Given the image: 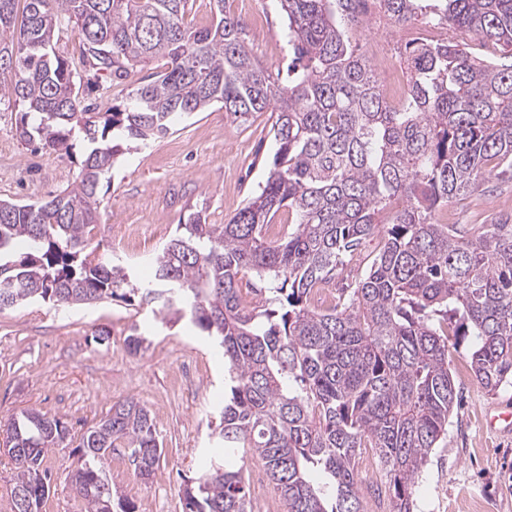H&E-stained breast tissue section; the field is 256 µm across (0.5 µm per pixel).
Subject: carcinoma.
Segmentation results:
<instances>
[{
    "label": "carcinoma",
    "mask_w": 512,
    "mask_h": 512,
    "mask_svg": "<svg viewBox=\"0 0 512 512\" xmlns=\"http://www.w3.org/2000/svg\"><path fill=\"white\" fill-rule=\"evenodd\" d=\"M213 2L212 24L197 29L190 0H0V105L19 114L17 134L55 151L77 130L87 141L78 173L50 200H0V300L79 306L129 284L112 258L86 254L101 177L119 155L114 135L146 143L168 134L175 114L215 103L241 120L271 113L265 183L224 224L198 214L178 225L154 259V284L140 288L161 320L186 317L213 338L229 368L216 446L184 480L182 512H253L248 457L262 462L283 512H365L355 462L366 448L385 477V512H415L416 479L457 400L450 349L472 340L476 380L490 392L512 384V222L435 219L491 166L512 172V0H377L398 30L444 24L502 47L486 60L465 43L405 42L408 86L396 103L352 44L367 0H279L294 55L285 80L253 58L224 0ZM65 24L97 71L120 79L159 58L164 69L122 108H82L81 79L56 53ZM388 211L370 269L334 306L312 305ZM0 432L26 456L14 463L12 512H41L45 454L66 426L28 409ZM119 448L151 478L160 441L134 399L84 436L70 480L87 512H136L105 472Z\"/></svg>",
    "instance_id": "obj_1"
}]
</instances>
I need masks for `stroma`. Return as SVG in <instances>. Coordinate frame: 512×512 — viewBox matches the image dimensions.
<instances>
[{
	"label": "stroma",
	"mask_w": 512,
	"mask_h": 512,
	"mask_svg": "<svg viewBox=\"0 0 512 512\" xmlns=\"http://www.w3.org/2000/svg\"><path fill=\"white\" fill-rule=\"evenodd\" d=\"M368 23L353 40L366 54L376 45L396 50L398 33L370 0ZM239 19L252 55L274 71L286 70L291 56L282 37L278 0H224ZM58 54L83 77L79 101L97 112L125 105L137 85L149 82L155 65L139 67L123 81L101 73L88 82L76 33L62 29ZM16 113L0 110V199L46 201L77 173L85 147L73 138L69 150H45L21 140ZM269 113L234 119L215 104L202 112L174 117L168 135L133 143L100 181L99 219L91 231L98 254L132 267L147 279L152 262L178 225L199 212L208 223L233 217L265 182L276 144ZM512 215V176L486 174L478 192L438 213L448 224H485ZM108 330L96 342L99 330ZM139 331L150 345L130 354L126 338ZM470 344L451 352L458 393L440 443L414 496L417 512H512V430L495 417L512 411V385L490 392L466 366ZM215 344L188 320L162 324L152 306L134 292L97 304L59 307L41 300L0 312V421L24 409L65 422L68 432L48 452L52 473L42 512H85L70 481L87 429L113 404L132 398L152 413L163 453L149 483L132 465L108 469L114 489L132 496L137 512H180L184 478L193 476L202 451L213 444L224 398V363Z\"/></svg>",
	"instance_id": "obj_1"
}]
</instances>
